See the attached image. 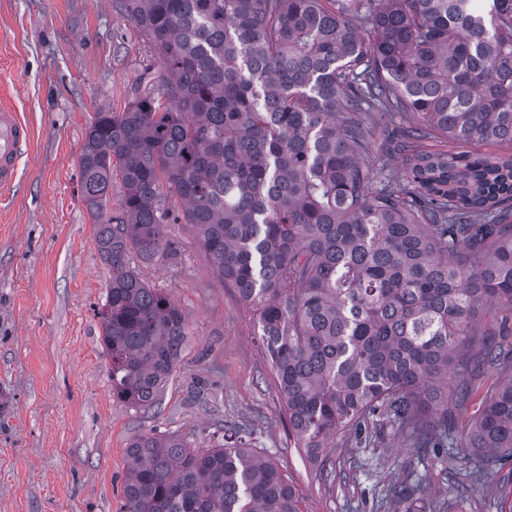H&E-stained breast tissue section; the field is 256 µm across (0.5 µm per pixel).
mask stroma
Returning <instances> with one entry per match:
<instances>
[{"label": "stroma", "mask_w": 512, "mask_h": 512, "mask_svg": "<svg viewBox=\"0 0 512 512\" xmlns=\"http://www.w3.org/2000/svg\"><path fill=\"white\" fill-rule=\"evenodd\" d=\"M163 73L159 49L116 0H0V106L32 136L12 188L0 190V512H118L126 447L157 430L206 446L218 428L245 425L254 451L295 488L301 512H391L383 497L414 461L429 501L448 512H512V481L486 467L480 486L457 494L452 475L471 467L466 448L417 462L387 416L371 438L338 434L335 486L288 432L284 402L261 347L257 315L209 265L189 224H170L171 244L140 278L174 300L189 336L158 407L112 393L97 309L111 271L94 242L80 187L79 157L91 118L124 111ZM490 370L448 419L463 430L497 386Z\"/></svg>", "instance_id": "1"}]
</instances>
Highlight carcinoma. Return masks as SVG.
Masks as SVG:
<instances>
[{"mask_svg":"<svg viewBox=\"0 0 512 512\" xmlns=\"http://www.w3.org/2000/svg\"><path fill=\"white\" fill-rule=\"evenodd\" d=\"M164 75L123 112H97L79 157L112 275L97 311L112 393L159 404L187 341L181 308L130 267L194 227L214 272L258 313L299 448L336 483L329 440L384 413L419 456L470 448L512 461V345L475 328L512 312V0H118ZM403 173L362 158L396 114ZM120 175L124 219L107 211ZM456 401L509 372L460 438ZM239 426L208 448L134 437L119 512H300ZM393 512L426 494L408 462Z\"/></svg>","mask_w":512,"mask_h":512,"instance_id":"obj_1","label":"carcinoma"}]
</instances>
